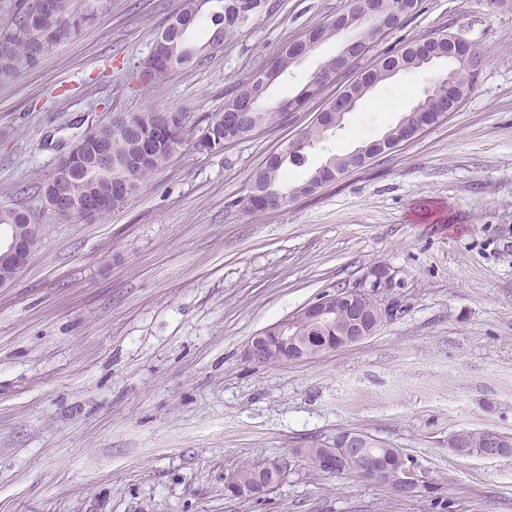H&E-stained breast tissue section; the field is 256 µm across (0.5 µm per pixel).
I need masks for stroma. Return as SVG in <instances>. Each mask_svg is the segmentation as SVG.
Masks as SVG:
<instances>
[{
  "label": "stroma",
  "mask_w": 512,
  "mask_h": 512,
  "mask_svg": "<svg viewBox=\"0 0 512 512\" xmlns=\"http://www.w3.org/2000/svg\"><path fill=\"white\" fill-rule=\"evenodd\" d=\"M180 0H109L40 63L0 85V207L35 212L39 245L0 288V512H512V456L459 457L461 429L512 435V4L421 0L373 56L440 31L481 54L457 112L318 194L247 211L250 179L322 104L224 149L186 146L120 210L95 222L41 213L37 185L89 129L150 108L190 126L277 49L347 0H268L252 23L163 86L139 85ZM329 40L272 86L293 96ZM432 72L380 83L340 130L287 165L285 185L381 135ZM389 267L392 316L362 343L255 366L256 332ZM354 429L421 471L395 497L357 473L320 471L297 447ZM288 464L259 499L229 472Z\"/></svg>",
  "instance_id": "1"
}]
</instances>
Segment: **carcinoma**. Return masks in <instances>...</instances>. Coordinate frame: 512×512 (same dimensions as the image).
<instances>
[{"label": "carcinoma", "mask_w": 512, "mask_h": 512, "mask_svg": "<svg viewBox=\"0 0 512 512\" xmlns=\"http://www.w3.org/2000/svg\"><path fill=\"white\" fill-rule=\"evenodd\" d=\"M30 2L32 0H0V7L7 8L10 14L9 26L0 30V84L9 83L35 67L55 45L76 35L106 8V0H44V5L34 10L26 7ZM265 6L266 0H181L179 10L153 42L156 58L137 66V78L154 87L164 84L176 70L202 61L207 51L221 46L226 38L251 24ZM201 24L208 30L209 38L204 45L196 46L188 41L187 35ZM422 51L420 40L416 39L393 56L379 57L361 79L344 89V93L351 98L362 99L367 94L365 83L387 80L384 71L391 65H400L405 72L422 70L423 66L418 64ZM446 72L454 73L459 97H466L473 89L476 72L456 62L446 63ZM264 77L265 71L256 72L224 101V108L232 109L238 97H253L251 107L238 113L236 127H225L218 112L205 119L212 150L222 149L230 138L238 140L247 136L246 130L268 124L274 117L291 111L310 96L322 94V88L307 82L294 97L284 99L271 108L266 104L267 91L260 90ZM444 80L443 76L437 77L433 90L416 104L414 112L444 111L447 106ZM164 114V110L149 109L138 113L139 121L132 126L114 124L85 132L81 136L82 163L73 167L77 174L69 175L64 182L51 178L39 186L38 193L45 211L53 213L49 205L59 192L66 193L68 199L79 203L99 195L95 160L98 152L105 147L112 149V182L121 187V194L104 205L97 218L124 207L129 198L155 171L165 167L180 148L188 143L194 145L200 139L202 128L189 127L182 122L170 134H165L160 125V117ZM409 116L410 113H405L384 133L387 141L395 147L405 141L404 129ZM327 133L328 129L322 122L313 120L296 138L288 141V157L278 161L275 154H270L252 176L251 185L256 187V191L248 204L249 209L264 212L281 195L293 198L306 196L309 185L319 181L324 186L330 185L336 182V177L348 173L349 156L332 155L305 180L291 187H283L286 163H302L305 152L321 143ZM29 214L30 210L23 206L1 207L0 225L28 224ZM339 327L341 324L338 323L334 330L321 328L300 315L295 319V331L307 337L309 345L313 347L321 345L327 337L336 335ZM467 434L466 447L454 448L452 452L462 457L481 454L486 432L469 430Z\"/></svg>", "instance_id": "carcinoma-1"}]
</instances>
